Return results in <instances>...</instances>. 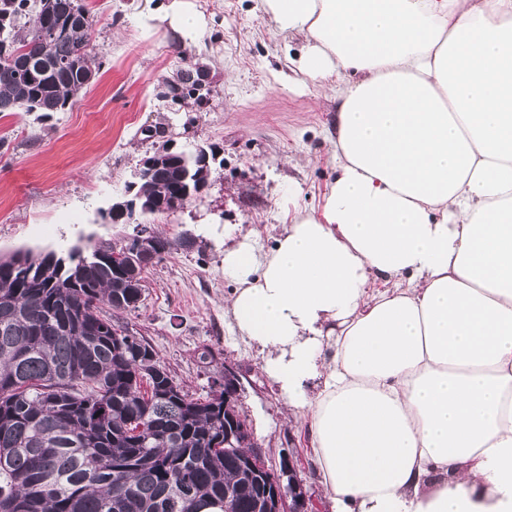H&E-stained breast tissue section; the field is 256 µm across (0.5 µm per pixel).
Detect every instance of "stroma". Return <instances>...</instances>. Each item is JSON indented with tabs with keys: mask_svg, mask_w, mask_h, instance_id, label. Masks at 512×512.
<instances>
[{
	"mask_svg": "<svg viewBox=\"0 0 512 512\" xmlns=\"http://www.w3.org/2000/svg\"><path fill=\"white\" fill-rule=\"evenodd\" d=\"M84 2L97 16L93 83L49 117L0 114V257L63 255L129 233V225L104 223L101 214L124 197L154 150L144 127L165 130L181 146L216 147L219 164L203 199L146 219L173 240L192 234L197 247L151 268L140 308L112 319L144 337L194 396L210 386L202 349L211 351L213 368L233 366L255 441L274 464L293 452L315 512H331L306 426L290 418L262 370L263 353L226 312L235 283L224 274L223 256L228 234H253L257 250L269 249L288 221L289 199L321 203L334 176L336 100L327 83L289 82L288 59L301 41L274 33L257 0H189L204 20L192 38L159 20L170 0ZM190 65L206 74L202 98L165 97L164 81Z\"/></svg>",
	"mask_w": 512,
	"mask_h": 512,
	"instance_id": "obj_1",
	"label": "stroma"
}]
</instances>
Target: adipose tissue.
<instances>
[{
	"label": "adipose tissue",
	"instance_id": "adipose-tissue-1",
	"mask_svg": "<svg viewBox=\"0 0 512 512\" xmlns=\"http://www.w3.org/2000/svg\"><path fill=\"white\" fill-rule=\"evenodd\" d=\"M259 7L336 98L335 177L225 246L227 313L333 512H512V0Z\"/></svg>",
	"mask_w": 512,
	"mask_h": 512
}]
</instances>
